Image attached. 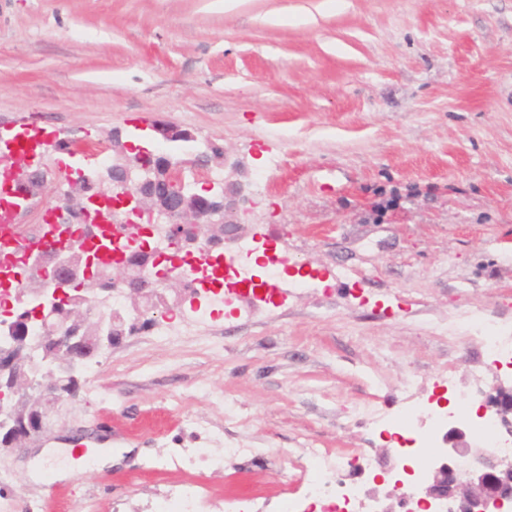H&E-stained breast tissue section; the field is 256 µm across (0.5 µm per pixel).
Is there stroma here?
<instances>
[{
    "label": "stroma",
    "mask_w": 512,
    "mask_h": 512,
    "mask_svg": "<svg viewBox=\"0 0 512 512\" xmlns=\"http://www.w3.org/2000/svg\"><path fill=\"white\" fill-rule=\"evenodd\" d=\"M24 118L102 147L174 125L181 160L223 146L210 173L243 184L253 252L233 307L187 333L210 293L155 309L0 451V512H149L171 482L296 499L309 448L384 506L405 412L512 384L471 324L512 330V0H0V130ZM229 439L283 479L158 466Z\"/></svg>",
    "instance_id": "1"
}]
</instances>
